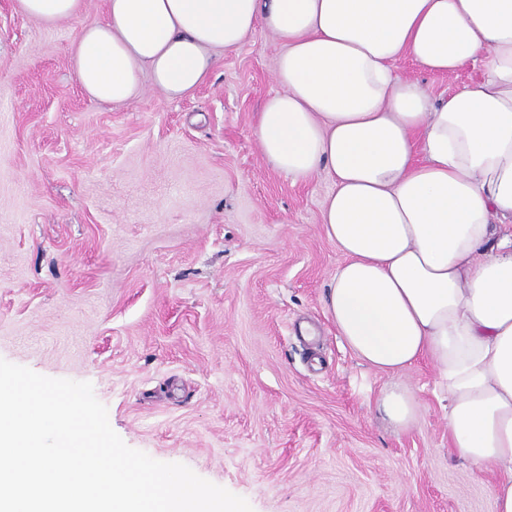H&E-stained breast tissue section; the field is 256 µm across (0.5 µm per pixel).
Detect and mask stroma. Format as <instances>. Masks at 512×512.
<instances>
[{
  "instance_id": "1",
  "label": "stroma",
  "mask_w": 512,
  "mask_h": 512,
  "mask_svg": "<svg viewBox=\"0 0 512 512\" xmlns=\"http://www.w3.org/2000/svg\"><path fill=\"white\" fill-rule=\"evenodd\" d=\"M105 18L86 0L47 28L0 0V358L92 383L128 446L253 512H495L434 365L375 372L326 315L332 182L279 174L256 135L281 43L257 27L189 96L146 78L112 106L70 58ZM394 383L420 404L406 431L376 409Z\"/></svg>"
}]
</instances>
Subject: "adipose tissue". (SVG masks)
<instances>
[{
    "mask_svg": "<svg viewBox=\"0 0 512 512\" xmlns=\"http://www.w3.org/2000/svg\"><path fill=\"white\" fill-rule=\"evenodd\" d=\"M84 6L17 0L48 27ZM259 25L284 45L261 151L292 181L333 183L320 222L344 261L328 318L374 370L433 362L454 452L498 473L496 512H512V0H107L70 56L91 100L132 103L145 71L175 99ZM403 57L485 78L437 101L395 76ZM378 406L397 429L418 420L401 386Z\"/></svg>",
    "mask_w": 512,
    "mask_h": 512,
    "instance_id": "1",
    "label": "adipose tissue"
}]
</instances>
